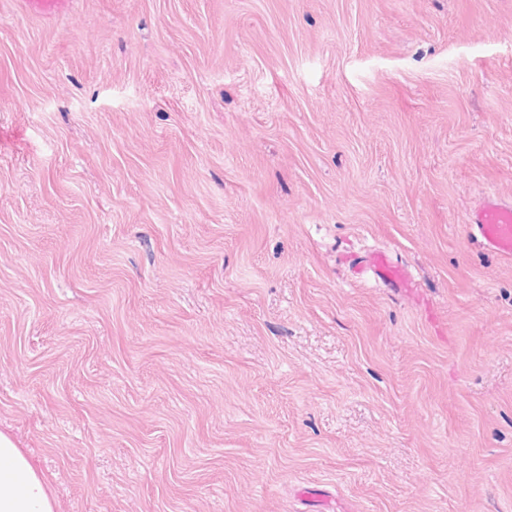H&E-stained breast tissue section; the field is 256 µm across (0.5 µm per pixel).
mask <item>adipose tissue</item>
<instances>
[{"label": "adipose tissue", "mask_w": 512, "mask_h": 512, "mask_svg": "<svg viewBox=\"0 0 512 512\" xmlns=\"http://www.w3.org/2000/svg\"><path fill=\"white\" fill-rule=\"evenodd\" d=\"M0 512H55V502L27 456L0 433Z\"/></svg>", "instance_id": "1"}]
</instances>
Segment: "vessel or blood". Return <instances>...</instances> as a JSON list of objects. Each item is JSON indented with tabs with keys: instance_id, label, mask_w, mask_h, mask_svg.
Segmentation results:
<instances>
[{
	"instance_id": "obj_1",
	"label": "vessel or blood",
	"mask_w": 512,
	"mask_h": 512,
	"mask_svg": "<svg viewBox=\"0 0 512 512\" xmlns=\"http://www.w3.org/2000/svg\"><path fill=\"white\" fill-rule=\"evenodd\" d=\"M70 0H25L27 10L51 18L64 12ZM467 232L481 248L504 259H512V203L495 195H486L471 212ZM354 276L370 271L387 287L407 289L412 285L410 272L394 262L388 253L373 251L355 262Z\"/></svg>"
}]
</instances>
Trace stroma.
Masks as SVG:
<instances>
[{"label":"stroma","mask_w":512,"mask_h":512,"mask_svg":"<svg viewBox=\"0 0 512 512\" xmlns=\"http://www.w3.org/2000/svg\"><path fill=\"white\" fill-rule=\"evenodd\" d=\"M488 193L512 0H0V431L55 512H512ZM27 10L37 16L51 18L64 12L70 0H24ZM352 265L355 279H359L367 270L389 288H411L412 276L402 265L394 262L388 253L372 251Z\"/></svg>","instance_id":"stroma-1"}]
</instances>
